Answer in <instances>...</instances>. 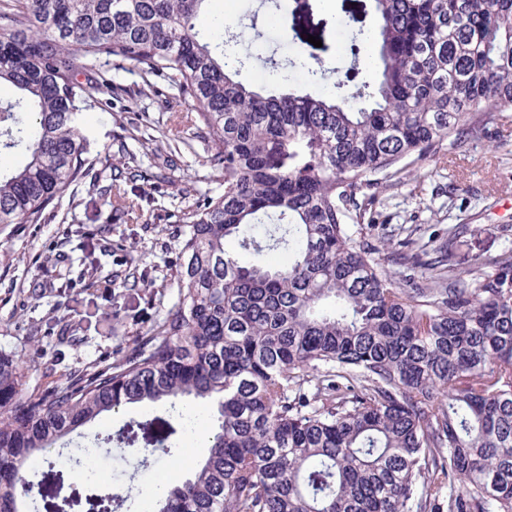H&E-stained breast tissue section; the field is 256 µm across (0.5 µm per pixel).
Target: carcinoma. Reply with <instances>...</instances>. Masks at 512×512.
<instances>
[{
	"instance_id": "carcinoma-1",
	"label": "carcinoma",
	"mask_w": 512,
	"mask_h": 512,
	"mask_svg": "<svg viewBox=\"0 0 512 512\" xmlns=\"http://www.w3.org/2000/svg\"><path fill=\"white\" fill-rule=\"evenodd\" d=\"M211 0H0V224H37L89 171L84 111L118 87L104 67L144 69L140 93L195 111L173 141L206 144L224 193L183 214L174 309L121 359L53 390L28 389L0 355V512H109L110 486L54 444L105 412L164 405L127 432L163 453L189 409L212 431L189 478L147 512H512V250L473 259L468 277L397 244L403 263L439 284L395 288L379 249L350 224H372L379 175L426 162L461 130L486 137L512 106V0H372L377 33L347 97L265 95L217 54L236 22ZM285 30L325 38L311 9L277 2ZM354 21L364 0H341ZM258 256L243 263L227 249ZM288 254L285 263L260 259ZM176 418L174 428L170 418ZM44 468L33 499L25 473Z\"/></svg>"
}]
</instances>
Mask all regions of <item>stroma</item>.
Masks as SVG:
<instances>
[{
	"label": "stroma",
	"mask_w": 512,
	"mask_h": 512,
	"mask_svg": "<svg viewBox=\"0 0 512 512\" xmlns=\"http://www.w3.org/2000/svg\"><path fill=\"white\" fill-rule=\"evenodd\" d=\"M341 0H315L317 15L327 20L321 59L328 75L311 82L297 70H283L297 46L277 28V16L261 0H215L238 23L224 37L226 52L244 56L238 78L258 91L285 88L299 92L318 86L335 95L333 71L348 61L339 50ZM258 16L261 38L242 26ZM112 80L125 95L110 106L85 112L84 153L97 175L96 185L74 182L54 202L48 223L0 226V353L22 362L29 386L51 390L71 378L120 359L131 344L174 307L178 295L180 242L186 230L183 212L206 197L223 192L218 170L204 159L202 143L171 157L164 132L172 121L170 94L136 98L138 69L113 66ZM490 125L487 141L463 137L436 148L432 162L415 163L383 179L372 206L376 221L354 224L355 242L382 247L387 240L413 236L441 245L448 230H461L449 260L456 271L469 269L473 255L495 257L512 249V106ZM136 154L150 181L125 183L134 218L117 214L107 187L119 176L128 154ZM135 256L143 272L133 286L92 288L89 277L115 278ZM156 408L127 405L109 412L58 440L61 448L100 449L102 468L113 491L126 494L120 512H144L143 498L127 495L130 486L164 476L175 484L185 479L191 461L206 455L208 436H184L178 449L165 455L123 450L119 434L130 422L156 415Z\"/></svg>",
	"instance_id": "obj_1"
}]
</instances>
